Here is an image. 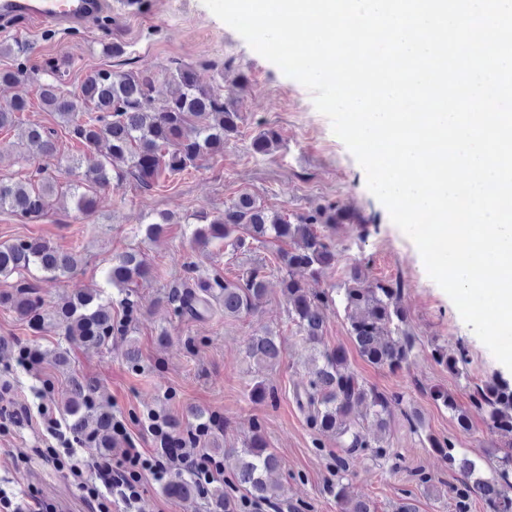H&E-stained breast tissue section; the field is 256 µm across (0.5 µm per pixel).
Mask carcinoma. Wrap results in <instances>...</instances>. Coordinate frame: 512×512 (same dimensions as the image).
<instances>
[{
  "mask_svg": "<svg viewBox=\"0 0 512 512\" xmlns=\"http://www.w3.org/2000/svg\"><path fill=\"white\" fill-rule=\"evenodd\" d=\"M30 51V45L24 42L0 44V55L16 59L14 68H0V85L38 83L40 99L55 114L56 121L54 128L42 124L26 127L28 141L39 149V155L27 159L31 168L28 177L18 181L0 179V210L21 223L41 218L54 195L69 198L75 213L88 215L96 207L97 192L114 183L132 179L140 188L150 190L160 172L180 173L195 167L203 158L223 153L224 142L239 133L242 117L238 108L212 89L199 85L195 72L179 62L170 68L176 92L158 105L153 97V80L146 74L101 69L88 75L78 90L64 91L60 77L65 62L49 57L41 68L31 71L26 66ZM28 109L29 101L23 96L0 103V130L15 125ZM60 131L87 149L104 141L108 153L84 169L80 158L58 155L56 141ZM277 143L276 131L268 128L252 138L250 149L267 155ZM44 157L56 159V171L51 172L42 164ZM79 169L83 173L69 179ZM170 221L169 213H158L145 225L144 236L150 240L161 234ZM185 223L195 225L191 241L198 247L222 240L235 253L246 246V239L239 236L241 230L258 243H294L277 253V261L278 270L283 273L281 284L288 317L307 346L310 366L306 384L294 392L296 403L321 435L335 439L348 453L371 448L376 457H390V415L397 400L362 381L350 369L343 349L319 347L332 293L311 288L294 276L296 270L302 269L311 279H317L322 269L336 261L332 236L344 224H357L366 231L365 217L328 203L287 218L268 211L257 197L242 192L224 205L223 212H197L187 216ZM75 265L72 254L59 251L42 238L1 244L0 277L17 275L21 280L14 291L0 293V304L11 308L34 332L58 327L68 340L82 345L107 348L112 345V337L132 335L141 316L136 288L152 274L145 255L129 251L105 268V280L117 288L118 298L105 299L96 291L67 298L46 310L35 285L24 275L37 271L46 278L58 279L69 274ZM402 291L398 281L366 280L357 264L348 269L343 288L339 289L349 334L360 356L371 365L390 371L408 366L415 350V338L407 329L406 313L399 303ZM264 292V265L259 264L234 282L216 275L177 280L164 301L179 319L203 320L220 307L224 308V316L237 318L252 313L255 301ZM114 304L123 311L119 319L112 316ZM245 353L260 372L279 361L281 346L277 337L265 332L249 338ZM433 355L451 373L463 370L467 364V355L461 349L450 352L437 345ZM98 393L93 382L72 376L61 409L73 436L106 453L114 443V417L99 407ZM432 397L453 413L460 430H469L467 413L448 392L436 390ZM473 404L484 411L491 431L504 438L498 447L486 450L487 459L494 463L491 478L480 474L475 461L456 455L448 441L430 437L429 446L448 462V469L460 475L459 483L449 487L456 512H469L470 497L475 491L481 494L490 512H512V382L501 379L477 388ZM359 409L378 429L373 443L359 430ZM206 422L203 413H192V419L180 432L185 447L200 445L196 428ZM220 452L238 457L234 479L245 495L238 498L213 487L210 499L214 512H260L265 506L277 505L279 487L269 483L267 476L280 468V461L267 448L261 426H255L245 447L222 448ZM345 472L343 461L336 465L334 479L328 484L341 512H372L368 502L353 496ZM165 492L176 499H189L200 489L192 475L180 472L166 483Z\"/></svg>",
  "mask_w": 512,
  "mask_h": 512,
  "instance_id": "cac0c4a2",
  "label": "carcinoma"
}]
</instances>
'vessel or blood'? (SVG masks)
<instances>
[{
  "label": "vessel or blood",
  "mask_w": 512,
  "mask_h": 512,
  "mask_svg": "<svg viewBox=\"0 0 512 512\" xmlns=\"http://www.w3.org/2000/svg\"><path fill=\"white\" fill-rule=\"evenodd\" d=\"M107 0H0V21L25 20L67 31L102 13Z\"/></svg>",
  "instance_id": "obj_1"
}]
</instances>
